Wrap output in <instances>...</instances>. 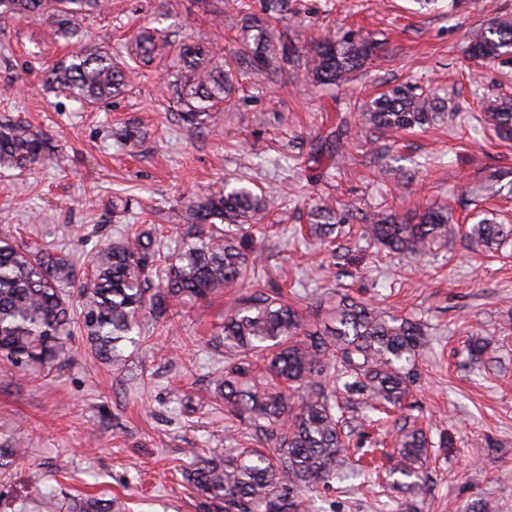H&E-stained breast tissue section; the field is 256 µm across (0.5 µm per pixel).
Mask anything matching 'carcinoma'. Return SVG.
<instances>
[{
	"label": "carcinoma",
	"instance_id": "obj_1",
	"mask_svg": "<svg viewBox=\"0 0 512 512\" xmlns=\"http://www.w3.org/2000/svg\"><path fill=\"white\" fill-rule=\"evenodd\" d=\"M100 0H0V17H46L66 38H77L85 15ZM164 47L151 35L136 45L148 66ZM244 47L254 70L275 74L285 56L270 48L264 23L246 26ZM375 47L368 41L312 37L306 65L315 83L339 84L361 68ZM476 65L512 57V20L493 23L470 41ZM178 74L167 85L179 117L195 129L217 126L220 105L230 100L232 81L210 50L193 45L178 54ZM129 69L112 52L81 45L47 74L59 96L94 105L121 94ZM448 105L408 86L379 93L366 103L361 120L378 131L425 128L445 117ZM486 122L502 140H512V104L485 100ZM55 156L45 133L17 119H0V170L29 171ZM270 206L265 192L221 184L186 200L187 229L166 250L152 229L127 224L120 236L91 260L92 277L79 288L80 308L70 288L75 267L64 252L15 237L0 238V358L20 371L51 368L67 354L75 322L82 323L94 354L119 361L121 346L141 342V318L155 321L178 305L208 299L225 290L238 293L214 336L210 359L214 392L227 412L244 425L235 448L197 457L183 473L197 495L218 512H308L305 494L336 478L344 464L346 439L354 427L347 413L361 397L366 407L387 415L411 392L416 358L427 346L419 319L382 315L347 294L334 308L335 326L324 337L310 333L300 308L273 287L241 294L258 278V221ZM310 234L332 247V234L347 215L327 201L315 207ZM360 235L384 255L424 256L462 233L476 251L505 241L509 229L483 218L467 230L452 223V208L426 203L405 215L374 211L358 217ZM394 471L417 474L427 457L423 430L406 421L397 431ZM111 497L72 499L69 512H120Z\"/></svg>",
	"mask_w": 512,
	"mask_h": 512
}]
</instances>
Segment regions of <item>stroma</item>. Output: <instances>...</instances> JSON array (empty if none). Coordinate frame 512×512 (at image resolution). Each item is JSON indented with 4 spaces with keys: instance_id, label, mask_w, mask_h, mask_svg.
Returning a JSON list of instances; mask_svg holds the SVG:
<instances>
[{
    "instance_id": "35a3bbf8",
    "label": "stroma",
    "mask_w": 512,
    "mask_h": 512,
    "mask_svg": "<svg viewBox=\"0 0 512 512\" xmlns=\"http://www.w3.org/2000/svg\"><path fill=\"white\" fill-rule=\"evenodd\" d=\"M278 50L325 35L376 43L368 63L340 85H315L304 61L285 64L278 84L248 67L222 124L188 130L169 98L171 62L182 44L216 57L244 46L236 0H101L83 23L87 42L126 57L142 31L167 44L151 69H135L124 93L83 106L44 83L71 50L48 22L0 18V115L46 133L53 165L0 172V236L32 233L69 251L78 278L127 224L154 225L173 245L184 201L225 180L269 192L273 207L257 244L260 284L304 294L313 323L350 294L392 315L418 318L430 343L417 360L403 415L431 448L418 485L388 489L363 476L310 493V512H512V240L477 255L460 238L424 257H384L359 237L338 236L335 254L294 238L317 200L355 211L406 214L429 201L463 222L482 207L512 219V196L486 190L492 171L512 172V144L484 121L483 99H512V64L476 65L469 41L512 0H248ZM412 85L459 115L389 137L365 128L364 103ZM137 130L126 142L125 130ZM227 294L161 322L143 318L145 340L120 362L93 356L74 333L63 362L34 377L0 360V445L24 441V458L0 468V512H62L75 495L107 494L125 512H215L183 481L188 449L229 445L220 401L200 402L214 377L208 343L224 322ZM482 338L479 362L465 342Z\"/></svg>"
}]
</instances>
